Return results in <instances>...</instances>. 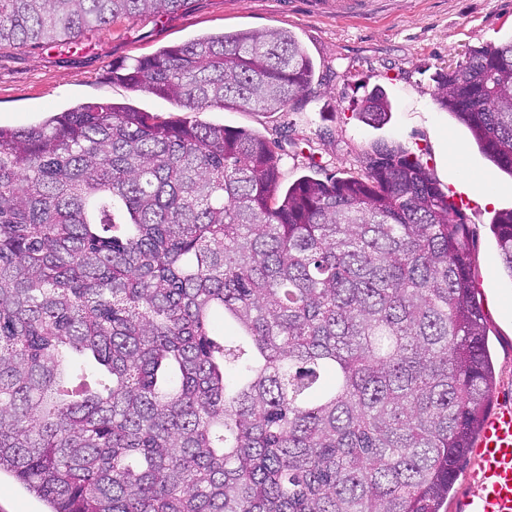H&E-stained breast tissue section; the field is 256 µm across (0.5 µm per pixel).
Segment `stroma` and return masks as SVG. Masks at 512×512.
I'll use <instances>...</instances> for the list:
<instances>
[{
	"label": "stroma",
	"instance_id": "35a3bbf8",
	"mask_svg": "<svg viewBox=\"0 0 512 512\" xmlns=\"http://www.w3.org/2000/svg\"><path fill=\"white\" fill-rule=\"evenodd\" d=\"M279 28L293 34L315 66L313 90L290 110L233 107L197 113L202 122L257 132L279 144L285 183L362 173L381 147L420 155L444 191L468 197L467 224L476 296L489 328L497 384L492 409L512 406V277L498 257L491 224L512 208V176L480 151L468 129L436 100L440 73L471 49L512 37V0H191L187 10L120 20L78 42L0 49V125L26 127L86 102L126 104L164 118L185 112L171 101L112 83L113 65L227 29ZM382 89L387 122H367L361 106ZM464 150L465 169L490 175L493 198L473 190L448 161Z\"/></svg>",
	"mask_w": 512,
	"mask_h": 512
}]
</instances>
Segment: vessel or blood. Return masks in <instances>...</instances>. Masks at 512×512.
<instances>
[{"label":"vessel or blood","instance_id":"1","mask_svg":"<svg viewBox=\"0 0 512 512\" xmlns=\"http://www.w3.org/2000/svg\"><path fill=\"white\" fill-rule=\"evenodd\" d=\"M477 456L479 490L465 502V512H512V408L485 423Z\"/></svg>","mask_w":512,"mask_h":512}]
</instances>
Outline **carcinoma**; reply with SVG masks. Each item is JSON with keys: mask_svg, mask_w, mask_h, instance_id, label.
<instances>
[{"mask_svg": "<svg viewBox=\"0 0 512 512\" xmlns=\"http://www.w3.org/2000/svg\"><path fill=\"white\" fill-rule=\"evenodd\" d=\"M187 2L0 0V47ZM313 78L277 28L112 67L187 112H283ZM437 101L512 175V38ZM280 169L253 132L114 103L0 127V473L46 512H441L496 386L463 216L402 151ZM492 227L512 277V210Z\"/></svg>", "mask_w": 512, "mask_h": 512, "instance_id": "cac0c4a2", "label": "carcinoma"}]
</instances>
